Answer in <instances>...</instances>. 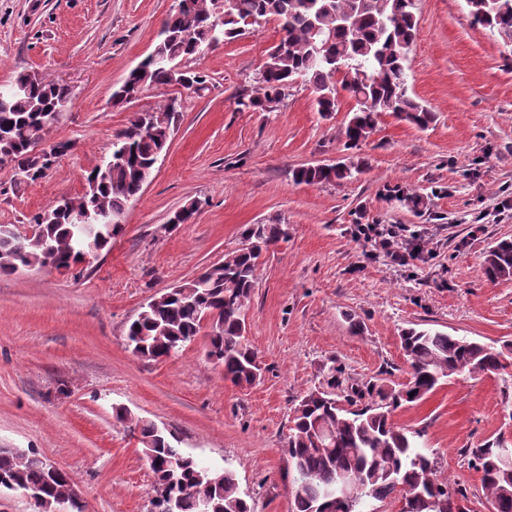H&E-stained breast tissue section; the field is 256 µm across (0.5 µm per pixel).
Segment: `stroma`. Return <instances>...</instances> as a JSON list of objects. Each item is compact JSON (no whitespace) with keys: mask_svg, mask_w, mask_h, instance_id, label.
<instances>
[{"mask_svg":"<svg viewBox=\"0 0 512 512\" xmlns=\"http://www.w3.org/2000/svg\"><path fill=\"white\" fill-rule=\"evenodd\" d=\"M174 0H0V85L22 72L70 86L50 129L71 142L46 175L15 193L0 167V224L28 225L61 196L82 194L135 113L174 103L168 149L126 209L110 250L65 273L0 276V448L40 453L70 477L84 512H151L154 475L139 434L116 409L164 426L211 467L233 470L251 512H292L294 472L282 449L301 398L333 388L370 404L364 389L406 383L400 334L431 328L512 344V280L491 282L487 250L512 238V47L474 26L464 0H417L410 93L435 115L427 129L389 113L359 154L366 167L341 184L307 185L295 168L344 160L351 100L322 117L305 87L276 111L239 110L237 97L279 36L273 24L190 60L205 77L193 94L150 87L115 92L154 49ZM398 186L420 208L387 197ZM199 209L169 219L186 201ZM398 224L426 240L404 267L368 255L356 223ZM284 224L286 241L260 258L245 335L260 357L249 387L225 381L207 337L171 358L134 355L126 331L154 296L223 261L249 224ZM394 423L420 430L440 477L483 504L472 452L512 448V366L452 376Z\"/></svg>","mask_w":512,"mask_h":512,"instance_id":"35a3bbf8","label":"stroma"}]
</instances>
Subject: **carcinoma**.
<instances>
[{"instance_id":"1","label":"carcinoma","mask_w":512,"mask_h":512,"mask_svg":"<svg viewBox=\"0 0 512 512\" xmlns=\"http://www.w3.org/2000/svg\"><path fill=\"white\" fill-rule=\"evenodd\" d=\"M214 2L179 0L153 51L113 94L115 102L153 85L199 92L204 76L182 66L183 61L273 21L279 41L259 71L257 92L239 94V107L272 112L286 91L302 85L314 94L317 111L328 117L339 109L340 89L355 101L344 130L349 149L360 148L371 137L383 113L420 129L433 122V113L409 93L416 0H227L219 19ZM465 2L473 24L512 45V0ZM14 83L26 90L9 108H0V152L9 150L25 170V179L11 180L10 188L19 191L43 177L44 165L32 154L30 143L41 135L43 115L71 99V90L24 73ZM174 119L172 105L138 113L112 141V154L122 152L124 160L105 161L87 176L83 193L68 199L70 209L108 214L112 227L104 230L101 249L110 248L123 232L127 204L143 189L145 170L167 150ZM364 167V159L350 156L345 162L297 168L293 178L307 185L340 183L355 178ZM33 223L38 234L31 239L0 224V274L26 266L66 272L82 262L69 209L53 207L35 215ZM242 236V247L223 262L142 307L127 331L133 353L156 360L180 352L200 333L205 314L213 312L218 320L209 327L207 358L215 359L224 379L237 386L256 381L260 366L244 336L245 311L256 287L260 257L286 240L288 231L284 224H250ZM482 274L491 281L512 280L511 239L498 241L488 251ZM401 347L409 364V380L401 387L376 389V399L360 409H346L335 393L319 389L308 392L295 407L284 448L294 470L295 512H361L359 506L368 498H397L403 503L401 512H448L449 498L466 496L437 476L419 443L423 434L396 426L392 416L402 405L424 399L441 380L461 372L504 370L508 358L491 345L433 329L403 330ZM116 420L134 425L144 455L153 459L155 512H251L232 470H211L202 480L200 461L172 445L173 433H160L154 423L135 420L121 410ZM499 448L497 441H488L474 457L484 495L497 499L498 512H512V466L500 462ZM46 462L34 451L0 450V490L26 491L39 498L43 512H52L57 500L70 497L72 484L65 472L51 477ZM344 483L355 490L354 498L340 495Z\"/></svg>"}]
</instances>
